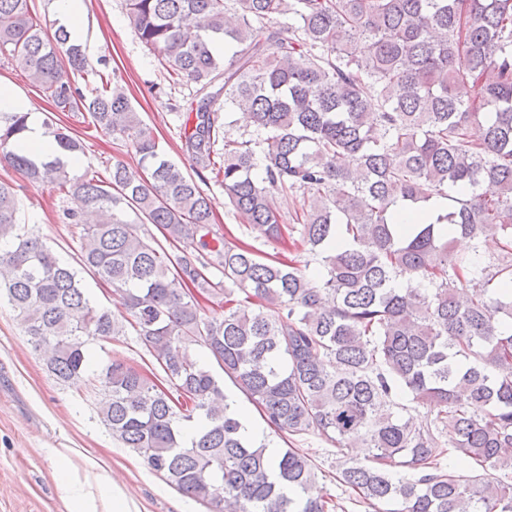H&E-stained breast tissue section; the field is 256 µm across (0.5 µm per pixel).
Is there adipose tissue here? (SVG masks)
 I'll return each mask as SVG.
<instances>
[{"label":"adipose tissue","mask_w":512,"mask_h":512,"mask_svg":"<svg viewBox=\"0 0 512 512\" xmlns=\"http://www.w3.org/2000/svg\"><path fill=\"white\" fill-rule=\"evenodd\" d=\"M29 104L7 84L0 83V112L27 113V130L19 143L22 153L35 159L56 155L57 147ZM59 489L67 512H140L137 502L115 481L101 459L78 457L75 449L53 451Z\"/></svg>","instance_id":"adipose-tissue-1"}]
</instances>
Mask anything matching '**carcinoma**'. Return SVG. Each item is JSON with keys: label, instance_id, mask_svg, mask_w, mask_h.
<instances>
[{"label": "carcinoma", "instance_id": "obj_1", "mask_svg": "<svg viewBox=\"0 0 512 512\" xmlns=\"http://www.w3.org/2000/svg\"><path fill=\"white\" fill-rule=\"evenodd\" d=\"M129 25L170 75L207 90L254 131H224L213 97L184 145L190 175L165 159L114 81L86 97L88 71L64 28L33 0H0V54L24 59L62 112L131 139L139 169L75 175L17 151L26 114L0 112L4 159L77 203L79 265L113 287L120 314L96 306L78 271L18 222L0 182V298L61 384L78 383L88 345L133 330L166 376L161 387L118 359L98 375L102 425L207 512H338L306 495L311 456L274 459L241 434L195 342L281 437L364 452L337 479L372 512H512V0H125ZM473 92L465 96L461 90ZM64 151L78 138L48 116ZM220 167L232 209L258 238H292L312 278L213 230L204 172ZM300 194L285 217L278 194ZM426 218L409 228L400 211ZM133 213L129 221L125 215ZM151 224L164 241L146 229ZM500 254L481 255L483 237ZM471 250H454L455 236ZM224 297L209 315L201 301ZM426 408L417 419L410 410ZM196 434L186 439L185 430ZM474 465L446 469L445 459Z\"/></svg>", "mask_w": 512, "mask_h": 512}]
</instances>
